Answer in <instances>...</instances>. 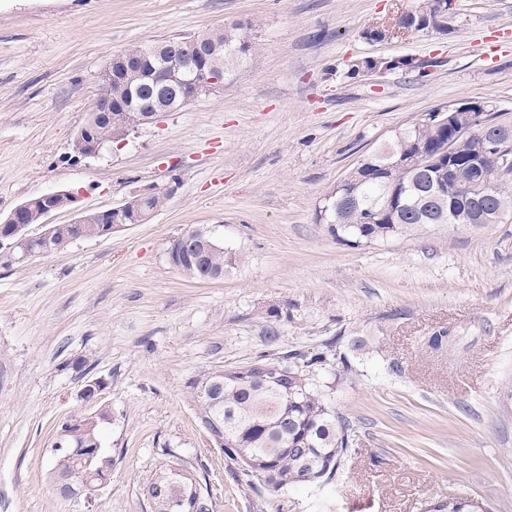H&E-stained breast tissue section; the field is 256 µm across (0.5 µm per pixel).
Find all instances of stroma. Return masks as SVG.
Returning a JSON list of instances; mask_svg holds the SVG:
<instances>
[{"label": "stroma", "mask_w": 512, "mask_h": 512, "mask_svg": "<svg viewBox=\"0 0 512 512\" xmlns=\"http://www.w3.org/2000/svg\"><path fill=\"white\" fill-rule=\"evenodd\" d=\"M418 3L0 0V218L60 189L93 210L171 193L148 223L0 264V512H146L142 488L173 455L203 465L215 512H425L451 493L512 512V214L358 246L319 219L423 113L468 99L512 121V0H453L448 31L366 39ZM233 23L254 52L223 88L67 162L112 55ZM364 57L431 66L348 77ZM198 228L240 257L223 280L168 260ZM442 329L450 343L431 350ZM328 341L333 371H356L332 401L356 429L351 454L332 484L251 490L189 381ZM94 378L115 463L89 506L57 494L45 449L63 418L93 412L80 393Z\"/></svg>", "instance_id": "35a3bbf8"}]
</instances>
